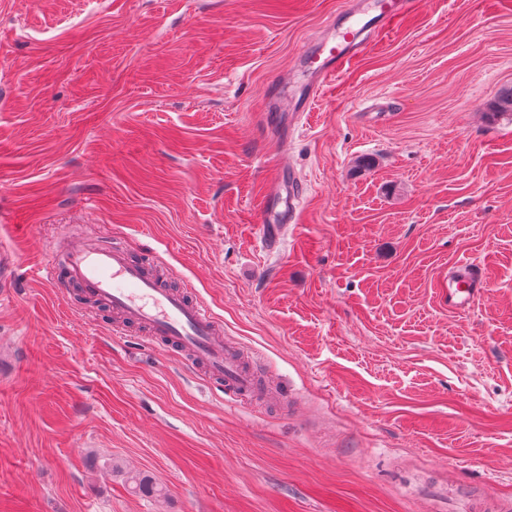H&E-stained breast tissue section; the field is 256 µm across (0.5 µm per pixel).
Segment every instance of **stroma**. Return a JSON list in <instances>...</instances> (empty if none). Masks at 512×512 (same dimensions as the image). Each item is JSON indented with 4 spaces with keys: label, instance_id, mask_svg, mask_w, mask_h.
Instances as JSON below:
<instances>
[{
    "label": "stroma",
    "instance_id": "1",
    "mask_svg": "<svg viewBox=\"0 0 512 512\" xmlns=\"http://www.w3.org/2000/svg\"><path fill=\"white\" fill-rule=\"evenodd\" d=\"M366 4L0 0V512H512V0H415L292 128L298 53ZM287 131L307 190L267 253ZM74 231L163 258L281 398L50 287ZM484 279L482 267L473 262L448 269V307L457 312L470 310L482 295Z\"/></svg>",
    "mask_w": 512,
    "mask_h": 512
}]
</instances>
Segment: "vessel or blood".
<instances>
[{
	"instance_id": "obj_1",
	"label": "vessel or blood",
	"mask_w": 512,
	"mask_h": 512,
	"mask_svg": "<svg viewBox=\"0 0 512 512\" xmlns=\"http://www.w3.org/2000/svg\"><path fill=\"white\" fill-rule=\"evenodd\" d=\"M413 0H373L375 16L368 20L336 22L330 34L318 38L303 57L310 78L308 90L291 106L302 115L334 80L386 28L410 13ZM305 184L282 164L271 167L263 195L261 221L267 245H276L279 227L299 223ZM52 286L71 284L86 299L112 312L116 331L146 329L149 336L181 354L192 366L205 370L209 379L231 398L248 402L267 400L270 392L243 354L228 343L219 322L199 298L172 287L168 273L158 263L135 259L127 246L104 245L76 236L59 256L43 267ZM484 272L466 262L448 271V306L465 312L479 300Z\"/></svg>"
}]
</instances>
